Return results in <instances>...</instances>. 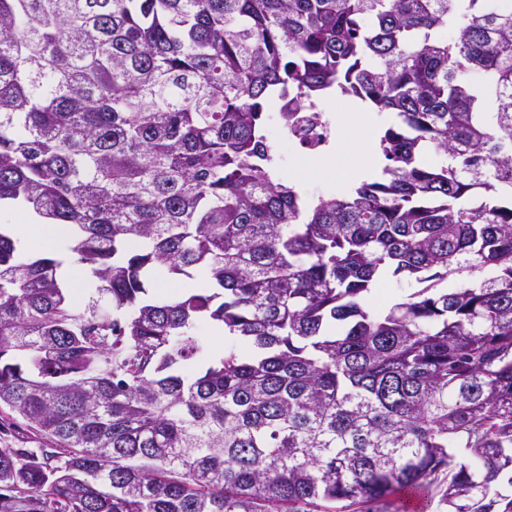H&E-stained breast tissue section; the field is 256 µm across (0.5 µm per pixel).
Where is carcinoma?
<instances>
[{
	"instance_id": "cac0c4a2",
	"label": "carcinoma",
	"mask_w": 512,
	"mask_h": 512,
	"mask_svg": "<svg viewBox=\"0 0 512 512\" xmlns=\"http://www.w3.org/2000/svg\"><path fill=\"white\" fill-rule=\"evenodd\" d=\"M332 96L400 123L312 203ZM2 204L73 232L0 229V512H512V0H0ZM329 101H336V109L338 112L335 113L340 118L338 133H336V122L327 111L325 104H322L320 112H317V114H312V112L303 113L312 116V120L314 121L312 126L302 127V130L298 132L293 130L290 134L284 129L281 122L280 126L277 127L272 135L267 132V140L270 144L271 142L291 143L302 152L309 154L324 152L325 150H323L322 147L328 145L336 135L335 141H333L329 148L322 154L306 156L288 150V152L284 153V160L280 159L282 175L288 178L289 181L307 180L305 190L308 199H312L319 194H340L345 191V187H349L351 183L357 181L359 178L375 175L379 171L371 143H368L364 147L367 154V161L364 164L350 167L359 162L360 155L356 150H352L348 155L339 156L336 160L335 174H332L330 179L321 182V189L323 191H316L312 187L311 191L308 192L307 185L314 180L315 167L326 160L328 156L336 153V143L340 131L347 130L352 135V138L363 141L367 137H378L386 127L396 121L395 114L393 113L374 112L370 108H365L366 111H361L356 109L352 102L344 98L333 97L326 102ZM364 113H370L368 115H372L376 118L377 130L374 133H371L369 125L361 119ZM341 167H349L342 171V182L345 187H343L337 179V170Z\"/></svg>"
}]
</instances>
